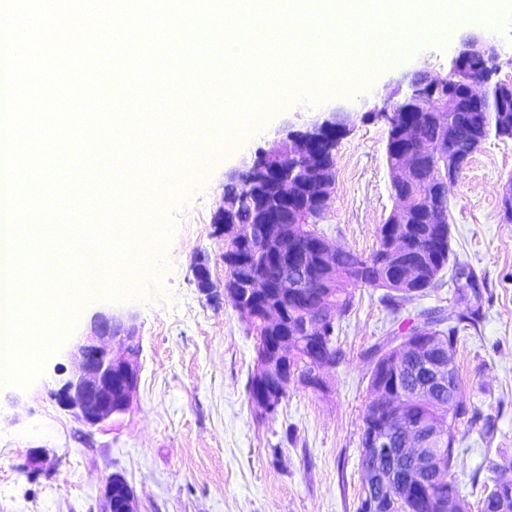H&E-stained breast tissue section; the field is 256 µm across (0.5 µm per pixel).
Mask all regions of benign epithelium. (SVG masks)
<instances>
[{
	"label": "benign epithelium",
	"instance_id": "obj_1",
	"mask_svg": "<svg viewBox=\"0 0 512 512\" xmlns=\"http://www.w3.org/2000/svg\"><path fill=\"white\" fill-rule=\"evenodd\" d=\"M498 60L499 55L494 43L482 33H472L464 38L456 48L452 73L463 72L467 62L474 59ZM468 97L478 102L485 98L486 80L483 77H465ZM448 84L446 75H416L410 81V90L400 101H390L385 112L389 129L397 133L401 142L416 139V130L403 124L399 119L401 112H422L425 103L432 100L434 94ZM347 119L340 112H333L320 123L304 129L291 131L286 139L274 142L262 151L261 159L252 162L249 173L254 177L252 185L258 187L268 180L266 164L282 176L288 184L289 192L296 194L304 186H313L323 199L329 202L335 177L333 169L324 163V158L333 157V150L346 132ZM440 157L445 166L430 167L427 178L437 189L441 197L448 195V187L454 184L468 163L469 156L448 150V143L425 140L418 144L416 151L406 155L404 165L396 171L394 181L405 187L413 182L417 173V158ZM242 204V196L225 195L214 215V223L224 231V236H233L241 242H250L262 236L265 244L262 252L255 256L272 257L276 268L274 277L280 292H288V245L281 242L282 234L278 225L288 223V218L273 219L271 224L258 228L249 224L234 223L235 212ZM318 256L323 268H331L341 249L330 245L326 238L317 242ZM385 259L399 267L401 288H408L420 281L425 268L416 260L408 258L403 230L392 233L386 247ZM224 266L230 276L224 280V299L236 304V311L243 321H248L253 308V298L265 291V283L253 278L240 264L235 255L224 256ZM193 274L198 288L207 294L214 291L210 267L205 258L197 259ZM334 321L332 314H319L308 319L304 332L308 336L323 335V327ZM140 336L136 318L130 314L112 312L96 313L89 325L88 332L74 343L71 355L77 362V372L68 379L58 392L60 404L71 411L78 421L92 430L113 416L125 413L134 398L138 386L140 365ZM392 357L386 369L396 374L402 360L408 354L421 358L422 370L427 378V389L440 392L449 388L448 359L443 350L422 336L407 337L390 346ZM332 363L323 362L310 376H299L288 365V339H276L275 342L261 347L256 360L255 386L259 393L252 398V404L261 415H272L280 403L284 386L309 387L315 383L326 385L324 372ZM375 419L382 415L395 418L401 414L405 397L394 392L384 384H378L374 392ZM449 419H428L416 428L403 432L400 452L415 462V467L406 473L404 483L416 488L418 494L430 496L435 512H453L451 501L440 494L443 479L441 468L434 462L427 448L446 436ZM393 440L384 435L381 427L375 428L364 438L362 456L365 462L366 484L379 480L374 463L387 457ZM102 512H137L135 494L123 476L115 474L104 485L101 494ZM361 512H408L398 490L387 487L386 493L376 496L368 493L363 496Z\"/></svg>",
	"mask_w": 512,
	"mask_h": 512
}]
</instances>
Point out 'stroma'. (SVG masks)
Returning a JSON list of instances; mask_svg holds the SVG:
<instances>
[{"label":"stroma","mask_w":512,"mask_h":512,"mask_svg":"<svg viewBox=\"0 0 512 512\" xmlns=\"http://www.w3.org/2000/svg\"><path fill=\"white\" fill-rule=\"evenodd\" d=\"M481 31L499 48L496 79L512 80V30L469 19L454 39H419L393 66L347 61L356 84L351 96L286 102L238 150L214 142L213 164L180 167L177 191L186 203L171 212L175 227L159 279L138 275L133 300L85 301L39 376L0 392V512H101L99 491L115 473L134 489L137 512H357L370 349L416 323L423 310L457 309L471 284L482 319L461 332L455 354L469 407L459 422L456 474L477 501L472 483L487 480L489 464L512 466V220L501 208V189L512 180V139L489 137L449 190L451 257L466 277L446 269L439 287L396 313L383 289H358L352 309L336 319L343 360L327 373L326 396L295 386L276 414L257 413L247 391L257 338L230 303L198 290L192 265L205 255L215 285L223 286L224 239L213 215L229 175L332 112L348 115V130L334 152L332 199L317 229L333 245L370 254L394 204L381 108L407 92L414 74H448L458 38ZM109 310L135 316L141 370L129 410L89 430L55 394L74 371V342L95 313Z\"/></svg>","instance_id":"35a3bbf8"}]
</instances>
